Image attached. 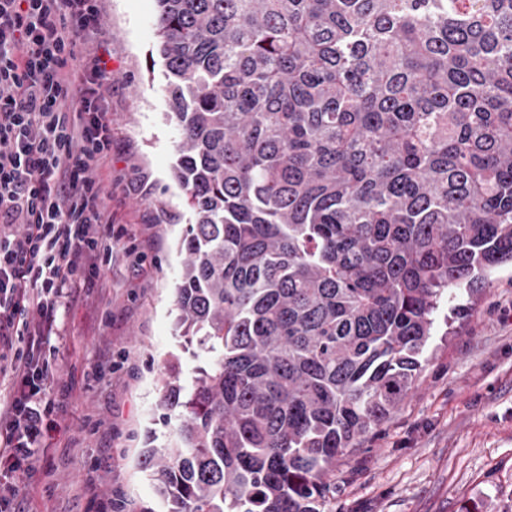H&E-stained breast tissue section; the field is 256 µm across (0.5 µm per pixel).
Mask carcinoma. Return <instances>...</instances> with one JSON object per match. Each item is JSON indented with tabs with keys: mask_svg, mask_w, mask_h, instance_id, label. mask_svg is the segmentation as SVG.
Listing matches in <instances>:
<instances>
[{
	"mask_svg": "<svg viewBox=\"0 0 512 512\" xmlns=\"http://www.w3.org/2000/svg\"><path fill=\"white\" fill-rule=\"evenodd\" d=\"M191 384L165 512H326L443 306L512 265V0H156Z\"/></svg>",
	"mask_w": 512,
	"mask_h": 512,
	"instance_id": "carcinoma-1",
	"label": "carcinoma"
}]
</instances>
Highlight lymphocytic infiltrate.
I'll return each mask as SVG.
<instances>
[{
	"mask_svg": "<svg viewBox=\"0 0 512 512\" xmlns=\"http://www.w3.org/2000/svg\"><path fill=\"white\" fill-rule=\"evenodd\" d=\"M97 0H0V471L31 465L56 428L48 348L68 287L93 285L115 236L96 175L112 160L105 55L76 65Z\"/></svg>",
	"mask_w": 512,
	"mask_h": 512,
	"instance_id": "f902f5d3",
	"label": "lymphocytic infiltrate"
}]
</instances>
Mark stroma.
<instances>
[{"label": "stroma", "mask_w": 512, "mask_h": 512, "mask_svg": "<svg viewBox=\"0 0 512 512\" xmlns=\"http://www.w3.org/2000/svg\"><path fill=\"white\" fill-rule=\"evenodd\" d=\"M100 25L78 39V63L112 55L102 88L112 115L105 205L124 235L94 286L60 307L48 381H74L37 469L10 473L14 512H161L140 466L172 446L159 407L163 367L181 357L177 242L194 218L173 177L178 126L163 87L156 0H98ZM167 222H160V209ZM413 391L336 462L330 512H512V267L497 269L458 335L433 337Z\"/></svg>", "instance_id": "1"}]
</instances>
